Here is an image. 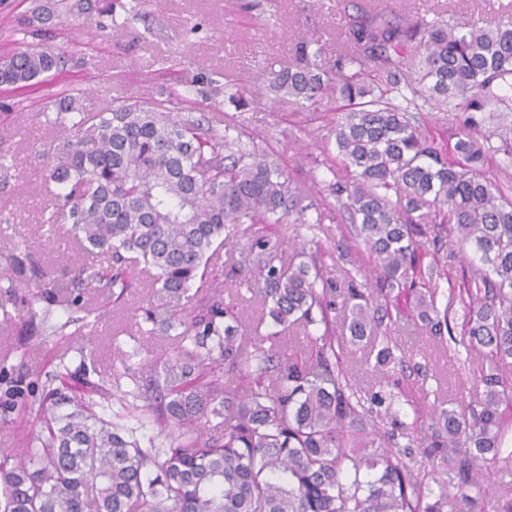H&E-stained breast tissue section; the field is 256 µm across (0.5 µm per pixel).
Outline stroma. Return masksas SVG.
Segmentation results:
<instances>
[{"instance_id":"obj_1","label":"stroma","mask_w":512,"mask_h":512,"mask_svg":"<svg viewBox=\"0 0 512 512\" xmlns=\"http://www.w3.org/2000/svg\"><path fill=\"white\" fill-rule=\"evenodd\" d=\"M371 1L162 0L157 5L153 0H115L113 20L106 26H87L65 16L52 26L45 44L64 55L62 72L26 90L0 86V218H6L10 235L25 241L40 265L67 283L39 303V316L19 313L14 302L5 304L9 320L0 322V381L20 386L23 398L15 403L0 395V453L25 446L39 431L42 396L52 375L60 372L115 393L114 402L97 412L134 427L142 447H170V438L153 418L140 424L132 417L135 400L129 392L162 379L164 363L181 343L177 329L167 328L166 321L192 307L187 299H172L144 284L129 289L118 302L108 290L71 288L79 254L75 240L69 227L51 233L43 225L58 188L44 183L42 153L61 137L42 116L48 101L82 87L88 91L85 110L93 114L116 101H162L168 89L184 88L202 74L212 77L203 92L192 93L186 115L206 126L218 116H233L252 132L260 150L274 154L307 208L303 224L241 225L238 247L215 257V275L225 301L241 312L250 348L266 352L284 346L304 355L308 334L321 333L322 325L307 331L284 328L262 316L243 273L230 267L240 258V246L260 233L279 242L290 256L294 244L316 241L319 260L337 285L330 294L331 315L340 322L353 305L345 293L348 280L364 281L368 268L358 251L351 215L336 197L343 171L331 134L335 112L325 105L315 111L297 108L258 84L256 75L265 66L280 70L295 63L294 34L317 40L319 63L333 69L347 19ZM375 1L392 18L413 21L440 12L461 27L495 26L504 16L505 2ZM35 6V0H0V55L35 44V37L25 32ZM134 6L140 9L135 20L130 17ZM475 259L473 252L459 253L444 241L431 249L426 261L442 273L434 281L439 305L460 311V303L448 300V281L460 277ZM378 334L392 337L396 345V371L376 377L367 359L371 344L365 341L345 359L347 378L365 399L381 390L405 395L395 440L410 447L421 473H430L432 461L421 446L424 412L434 405L479 402L487 364L480 356L467 355L468 337L457 317L449 331L435 336L404 310L385 318ZM128 367L135 379L124 377Z\"/></svg>"}]
</instances>
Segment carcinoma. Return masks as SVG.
Masks as SVG:
<instances>
[{"mask_svg": "<svg viewBox=\"0 0 512 512\" xmlns=\"http://www.w3.org/2000/svg\"><path fill=\"white\" fill-rule=\"evenodd\" d=\"M63 14L90 21L92 2L44 0L29 26L42 32ZM350 27L334 86L306 41L301 65L259 70L275 94L300 107L330 96L343 102L334 136L352 179L336 183V196H346L373 269L363 289L350 288L349 337L336 343L332 282L315 257L286 267L278 246L255 237L246 277L270 318L324 325L309 337L310 360L282 353L275 365L273 356L248 350L234 306L216 290L190 317L167 322L181 328L182 344L164 366L157 405L145 409L175 428L173 446L141 447L134 429L86 413L67 377L56 375L59 385L42 399L41 434L0 459V512H447L451 488L458 512H477L472 492L485 466L512 480V195L480 174L495 153L512 159L511 126L481 134L485 113L512 112V20L460 32L443 16L392 21L363 10ZM64 66L47 47L18 51L0 59V85L26 89ZM83 95L74 89L44 113L68 133L44 176L63 189L52 222L71 225L80 251L112 266L85 265L66 285L34 265L26 244H4L3 297L30 289V315L51 288L126 290L130 262L144 264L151 285L170 294L196 281L207 288L211 260L237 225L280 224L294 211L304 222L288 179L241 125L221 118L224 129L205 128L162 101H125L90 116ZM423 96L441 111L464 112L453 163L422 132L416 99ZM396 185L405 193L393 200ZM423 210L448 225L449 245L479 254L449 294L462 305L467 353L489 362L479 403L430 417L424 442L444 463L435 489L406 461L409 448L384 431L399 395L379 391L362 402L340 362L343 347L373 335L375 294L395 303L412 296L426 326L449 327L448 309L437 307L428 286L433 270L423 267L426 244L440 236L429 239L413 224ZM213 362L224 366L222 383L205 380ZM210 415L224 418L218 437L202 431Z\"/></svg>", "mask_w": 512, "mask_h": 512, "instance_id": "1", "label": "carcinoma"}]
</instances>
